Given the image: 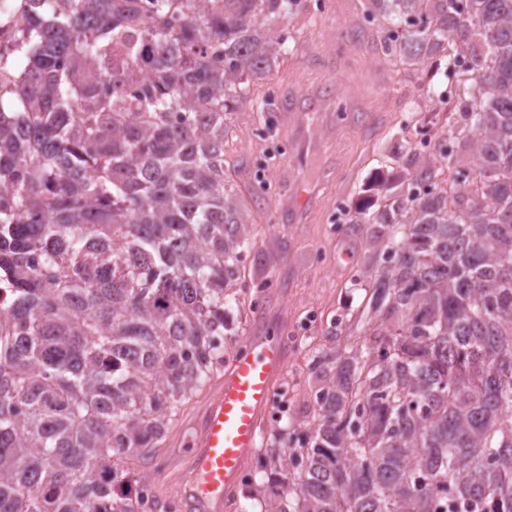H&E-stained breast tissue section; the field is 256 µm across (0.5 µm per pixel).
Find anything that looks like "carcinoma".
<instances>
[{
  "label": "carcinoma",
  "mask_w": 512,
  "mask_h": 512,
  "mask_svg": "<svg viewBox=\"0 0 512 512\" xmlns=\"http://www.w3.org/2000/svg\"><path fill=\"white\" fill-rule=\"evenodd\" d=\"M141 2L26 0L0 51V512H177L128 461L224 366L250 288L268 189L225 177V120L302 0ZM371 3L401 64L448 58L455 112L345 210L376 227L368 328L313 355V416L273 425L246 498L512 512V0Z\"/></svg>",
  "instance_id": "1"
}]
</instances>
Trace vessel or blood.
Listing matches in <instances>:
<instances>
[{
	"label": "vessel or blood",
	"mask_w": 512,
	"mask_h": 512,
	"mask_svg": "<svg viewBox=\"0 0 512 512\" xmlns=\"http://www.w3.org/2000/svg\"><path fill=\"white\" fill-rule=\"evenodd\" d=\"M289 352L279 332L249 337L232 360L186 442L181 512H223L229 504L248 455L261 445V420L273 404L274 382Z\"/></svg>",
	"instance_id": "obj_1"
}]
</instances>
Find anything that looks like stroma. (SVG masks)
Here are the masks:
<instances>
[{
    "label": "stroma",
    "mask_w": 512,
    "mask_h": 512,
    "mask_svg": "<svg viewBox=\"0 0 512 512\" xmlns=\"http://www.w3.org/2000/svg\"><path fill=\"white\" fill-rule=\"evenodd\" d=\"M368 5L369 0H302L299 15L278 21L287 38V58L252 85L250 102L229 115L231 130L224 141L229 161H254L273 141L285 145L269 168L271 191L253 213L256 244L246 260L248 273L266 288L258 308H247L238 336L226 348L235 355L254 333L257 311H265L270 322L287 320L294 341L284 372L292 388L291 408L302 417L313 412L308 365L315 350L330 347L331 323L343 314L351 318L347 332L353 343L364 330L355 316L370 274L372 229L337 223V205L358 203L365 184L400 164L429 114L448 109L440 98L448 83L446 61L431 59L404 70L390 56L388 25L381 19L365 25L363 34L354 33ZM328 83L350 89L344 120H337L328 100L308 113L302 126L280 114L285 96L302 108L306 94ZM297 184L314 190L311 218L303 224L292 223L288 215L289 190ZM214 389L207 384L185 402L157 462L141 467L158 498L175 500L182 493V443L193 434Z\"/></svg>",
    "instance_id": "stroma-1"
}]
</instances>
